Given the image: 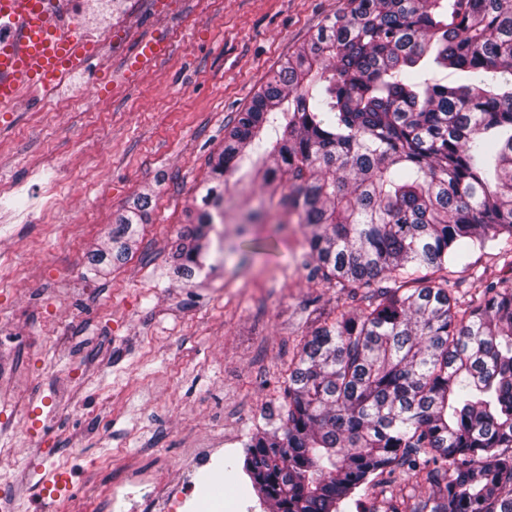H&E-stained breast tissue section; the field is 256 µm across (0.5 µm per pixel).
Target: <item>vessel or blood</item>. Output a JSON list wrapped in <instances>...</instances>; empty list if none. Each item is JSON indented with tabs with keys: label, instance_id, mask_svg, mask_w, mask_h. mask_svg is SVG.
<instances>
[{
	"label": "vessel or blood",
	"instance_id": "obj_1",
	"mask_svg": "<svg viewBox=\"0 0 512 512\" xmlns=\"http://www.w3.org/2000/svg\"><path fill=\"white\" fill-rule=\"evenodd\" d=\"M0 11L20 17L24 30L18 41L0 42V111H12L23 90L52 80L85 50L62 38L43 14L39 0H0Z\"/></svg>",
	"mask_w": 512,
	"mask_h": 512
}]
</instances>
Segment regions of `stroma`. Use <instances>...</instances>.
<instances>
[{"instance_id":"obj_1","label":"stroma","mask_w":512,"mask_h":512,"mask_svg":"<svg viewBox=\"0 0 512 512\" xmlns=\"http://www.w3.org/2000/svg\"><path fill=\"white\" fill-rule=\"evenodd\" d=\"M126 0L111 49L74 76L75 111L32 95L0 112V327L17 340L0 375V494L36 512L37 487L57 469L75 512H112L101 492L125 467H176L207 439L224 441V495L240 512H270L236 465L279 404L288 362L343 296L301 263L304 230L271 208L246 215L272 187L231 178L224 187V257L208 255L191 280L169 258L188 213L202 206L207 161L224 127L348 0ZM168 54L130 71L140 42ZM57 186L51 216L45 184ZM152 198L131 258L97 269L115 218ZM504 237L472 246L454 279L475 289L502 267ZM405 474L379 477L359 512H403Z\"/></svg>"}]
</instances>
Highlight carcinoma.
I'll return each mask as SVG.
<instances>
[{"mask_svg":"<svg viewBox=\"0 0 512 512\" xmlns=\"http://www.w3.org/2000/svg\"><path fill=\"white\" fill-rule=\"evenodd\" d=\"M256 154L308 229L303 265L344 291L305 338L242 470L274 512H344L405 470L410 512H512V283L468 296L471 246L512 238V0H349L224 132L205 208L174 258L200 268L226 177ZM138 195L90 261L122 263Z\"/></svg>","mask_w":512,"mask_h":512,"instance_id":"1","label":"carcinoma"}]
</instances>
